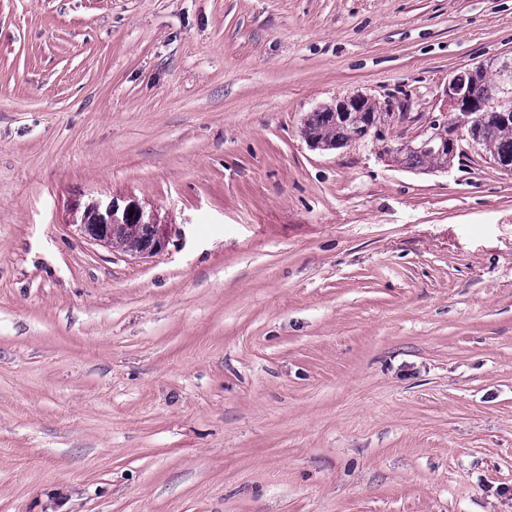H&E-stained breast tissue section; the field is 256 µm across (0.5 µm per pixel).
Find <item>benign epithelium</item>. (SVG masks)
<instances>
[{"mask_svg":"<svg viewBox=\"0 0 512 512\" xmlns=\"http://www.w3.org/2000/svg\"><path fill=\"white\" fill-rule=\"evenodd\" d=\"M488 68L497 71L500 86L506 93L503 97L506 106L501 110L500 117L505 122L512 121V55L490 58L473 67L454 71L438 95V101L441 102L439 112L431 115L409 139L392 143L383 127L375 128L373 136L385 142L381 156H401L413 151L432 149L430 143L436 136V128L444 125V120L450 112L458 113L459 123L448 135V146L461 154L477 148V142L471 136V129L480 121L484 105L477 96L476 88L479 77ZM374 105L380 106L377 99L367 94L354 93L338 99L334 112L342 122L357 124L362 122L364 112ZM131 210L134 211L132 215L129 214ZM81 223L84 230L91 224L101 228L92 240L109 246L112 245V232L116 230L135 235L140 229H147V238L129 250L130 254L136 256L158 254L165 249L168 242L166 226L159 223L154 213L146 212L134 199L126 201L123 205L115 198L108 201L94 200L83 211Z\"/></svg>","mask_w":512,"mask_h":512,"instance_id":"obj_1","label":"benign epithelium"}]
</instances>
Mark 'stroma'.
<instances>
[{
    "instance_id": "1",
    "label": "stroma",
    "mask_w": 512,
    "mask_h": 512,
    "mask_svg": "<svg viewBox=\"0 0 512 512\" xmlns=\"http://www.w3.org/2000/svg\"><path fill=\"white\" fill-rule=\"evenodd\" d=\"M510 53L512 0H0V512H512V172L302 134ZM373 105L377 106L382 112L383 107L377 99L367 94L354 93L338 99L333 110L337 113L336 118L344 123L352 124H342L337 120L335 122L331 112L318 110L308 116L306 126L320 140H348L356 134H363V126L354 124L363 122L364 112H368V109ZM124 205L118 202V199L94 200L83 211L81 217V226L86 236L90 239L109 245L110 247L121 248L127 245L126 239H115L112 242V232L124 230L128 234H137L141 228L140 235L147 238L142 240L136 247L126 251L131 255L150 256L162 252L168 242L166 226L160 224L153 212H146L136 200H123ZM130 209L134 210L132 217H129ZM96 225L102 229L98 235L92 236L88 233L89 225Z\"/></svg>"
}]
</instances>
